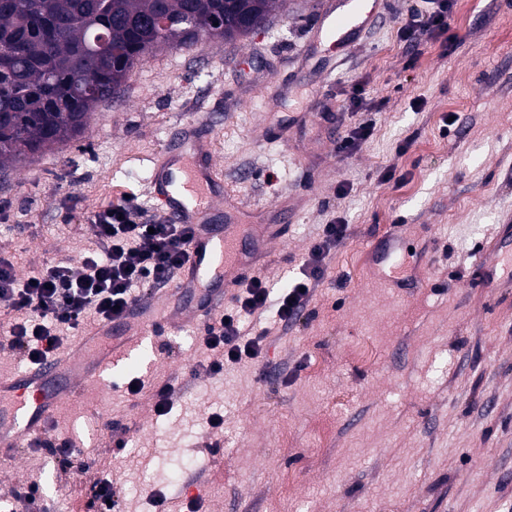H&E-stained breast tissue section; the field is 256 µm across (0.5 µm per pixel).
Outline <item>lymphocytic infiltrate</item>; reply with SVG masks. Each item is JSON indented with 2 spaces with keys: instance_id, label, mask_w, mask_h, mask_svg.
<instances>
[{
  "instance_id": "f902f5d3",
  "label": "lymphocytic infiltrate",
  "mask_w": 512,
  "mask_h": 512,
  "mask_svg": "<svg viewBox=\"0 0 512 512\" xmlns=\"http://www.w3.org/2000/svg\"><path fill=\"white\" fill-rule=\"evenodd\" d=\"M425 2L422 20H408L400 29L407 42L418 45L448 30L454 0ZM346 232L345 224L326 225L322 239L280 293H273L258 277L244 283L234 297L235 312L214 319L204 332V350L216 355L206 371L218 374L225 363L258 358L262 339L243 336L240 314L272 305L280 320H296L326 276L327 256ZM89 233L95 248L84 256L78 272L59 261L46 265L35 279L23 281L16 262L0 257V311L12 317L6 334L0 336V349L34 364L54 354L65 331L78 330L91 320H122L136 303L137 290L164 287L178 278L193 229L161 217L145 219L142 208L128 198L94 213Z\"/></svg>"
}]
</instances>
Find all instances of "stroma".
I'll return each mask as SVG.
<instances>
[{
	"mask_svg": "<svg viewBox=\"0 0 512 512\" xmlns=\"http://www.w3.org/2000/svg\"><path fill=\"white\" fill-rule=\"evenodd\" d=\"M328 0H286L234 43L145 58L84 135L0 172V257L21 277L81 268L87 218L147 193L175 130L207 125L224 187L249 224L291 220L258 275L280 288L323 236L347 234L302 315L243 318L264 333L255 361L199 369L185 324L147 343L56 412L96 465L72 473L44 448L0 462V500L38 482L48 512L86 504L102 474L120 512H512V300L475 285L474 263L512 215V0H454L448 34L411 48L398 30L422 0H382L341 43L318 36ZM360 87L369 111L349 109ZM372 134L351 154L339 136ZM400 225L403 285L371 274L369 250ZM170 381L168 415L130 379ZM224 415L220 452L207 417ZM126 425L114 448L110 423Z\"/></svg>",
	"mask_w": 512,
	"mask_h": 512,
	"instance_id": "obj_1",
	"label": "stroma"
}]
</instances>
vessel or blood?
<instances>
[{"label":"vessel or blood","mask_w":512,"mask_h":512,"mask_svg":"<svg viewBox=\"0 0 512 512\" xmlns=\"http://www.w3.org/2000/svg\"><path fill=\"white\" fill-rule=\"evenodd\" d=\"M377 0H341L321 14L318 29L333 42L367 25L375 15ZM224 182L214 160L210 140L193 138L165 150L150 178V193L162 197L168 218L194 229L184 264L174 289L155 288L145 301L132 306L121 322L96 324L84 331L67 351L45 359L24 372L0 376V457L14 456L44 435L65 400H75L94 386L108 384L114 364L146 336L175 329L171 319L149 316L155 304L175 292L192 302L190 313L197 326H206L224 304L225 293L250 276L264 261L270 242L286 234L282 224L259 225L255 234L241 239L245 210L233 206L226 221L213 224L209 214L223 204L216 189ZM481 287L512 292V275L499 272L488 261L477 263Z\"/></svg>","instance_id":"obj_1"}]
</instances>
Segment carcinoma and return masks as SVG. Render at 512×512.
<instances>
[{"mask_svg": "<svg viewBox=\"0 0 512 512\" xmlns=\"http://www.w3.org/2000/svg\"><path fill=\"white\" fill-rule=\"evenodd\" d=\"M279 0H0V166L82 135L161 46L249 35Z\"/></svg>", "mask_w": 512, "mask_h": 512, "instance_id": "cac0c4a2", "label": "carcinoma"}]
</instances>
